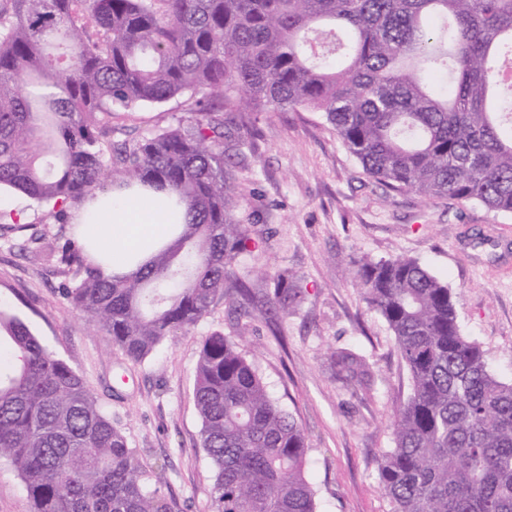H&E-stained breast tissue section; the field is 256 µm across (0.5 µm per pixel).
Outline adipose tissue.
I'll list each match as a JSON object with an SVG mask.
<instances>
[{
	"label": "adipose tissue",
	"mask_w": 512,
	"mask_h": 512,
	"mask_svg": "<svg viewBox=\"0 0 512 512\" xmlns=\"http://www.w3.org/2000/svg\"><path fill=\"white\" fill-rule=\"evenodd\" d=\"M183 211L162 204L155 194L118 190L97 193L76 211V232L104 277L135 272L158 243L174 239Z\"/></svg>",
	"instance_id": "ef3b65f1"
}]
</instances>
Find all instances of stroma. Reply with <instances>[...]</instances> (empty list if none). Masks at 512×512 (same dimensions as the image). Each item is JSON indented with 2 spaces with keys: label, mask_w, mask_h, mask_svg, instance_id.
<instances>
[{
  "label": "stroma",
  "mask_w": 512,
  "mask_h": 512,
  "mask_svg": "<svg viewBox=\"0 0 512 512\" xmlns=\"http://www.w3.org/2000/svg\"><path fill=\"white\" fill-rule=\"evenodd\" d=\"M187 115L182 100L123 115L117 140ZM259 135L235 170L238 214L257 244L238 272L254 304L217 299L194 327L169 336L142 362L74 311L66 291L78 283L29 243L74 237L45 207L0 191V306L22 318L86 381L123 429L173 512H211L213 473L201 447L193 395L201 341L215 331L238 340L270 395L293 414L308 439L309 477L318 512H393L379 486L377 460L394 445L390 420L411 393L385 319L352 283L350 260L418 259L458 296L464 335L485 350L494 372L512 380V216L473 202L428 200L388 190L369 178L318 112H264ZM23 231H14V224ZM304 289L285 315L268 310L273 276ZM350 350L369 364L371 389L337 381L329 354Z\"/></svg>",
  "instance_id": "obj_1"
}]
</instances>
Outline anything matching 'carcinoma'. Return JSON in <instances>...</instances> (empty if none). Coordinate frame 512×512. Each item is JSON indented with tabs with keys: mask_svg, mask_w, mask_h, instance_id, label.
Masks as SVG:
<instances>
[{
	"mask_svg": "<svg viewBox=\"0 0 512 512\" xmlns=\"http://www.w3.org/2000/svg\"><path fill=\"white\" fill-rule=\"evenodd\" d=\"M512 0H0V187L64 224L110 182L177 197L183 231L130 275L84 247L72 307L141 362L216 298L250 295L230 270L254 243L234 168L255 115L320 112L385 188L512 215ZM184 97L190 120L112 141L123 112ZM352 281L393 333L412 393L378 459L393 512H512V382L462 335L457 297L415 258H361ZM272 304L302 298L278 273ZM0 461L31 512H171L86 381L0 309ZM336 378L365 362L334 351ZM194 400L214 472L212 512H317L308 442L238 342L202 341Z\"/></svg>",
	"mask_w": 512,
	"mask_h": 512,
	"instance_id": "1",
	"label": "carcinoma"
}]
</instances>
